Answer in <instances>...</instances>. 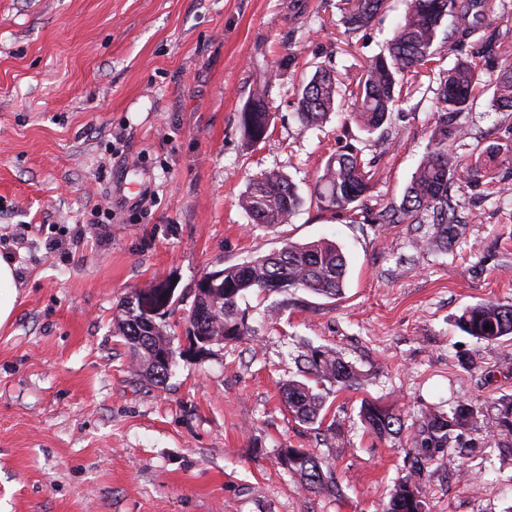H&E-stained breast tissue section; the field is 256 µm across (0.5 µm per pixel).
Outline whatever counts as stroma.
Instances as JSON below:
<instances>
[{
  "mask_svg": "<svg viewBox=\"0 0 512 512\" xmlns=\"http://www.w3.org/2000/svg\"><path fill=\"white\" fill-rule=\"evenodd\" d=\"M503 40L474 55L486 79L512 60V0H497ZM343 0H0V256L18 302L0 327V512H382L411 472L422 411L472 405L455 457L422 468L426 512H512V451L489 447L512 395V337L487 343L457 326L465 308L512 304V119L479 94L457 145L464 220L449 248L430 225L377 224L400 203L435 122L433 91L458 58L442 48L405 87L384 135L342 114L307 128L300 79L316 67L358 75L392 37L405 0L348 34ZM266 86L273 132L247 145L239 116ZM355 145L375 176L358 222L312 202L326 160ZM505 145L487 161L488 144ZM291 178L304 199L287 224H256L237 205L249 178ZM144 181L121 198L114 171ZM111 212L98 223L96 212ZM335 241L348 261L342 296L298 292L281 305L250 293L256 337L200 360L185 317L207 272L281 249ZM172 279L166 316L177 356L164 384L143 376L113 323L123 300ZM336 348L361 376L330 391L335 433L294 420L280 393L299 378V341ZM400 413L384 439L360 420L363 399ZM316 455L332 493L307 490L278 459Z\"/></svg>",
  "mask_w": 512,
  "mask_h": 512,
  "instance_id": "stroma-1",
  "label": "stroma"
}]
</instances>
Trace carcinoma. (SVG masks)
Returning <instances> with one entry per match:
<instances>
[{
  "label": "carcinoma",
  "mask_w": 512,
  "mask_h": 512,
  "mask_svg": "<svg viewBox=\"0 0 512 512\" xmlns=\"http://www.w3.org/2000/svg\"><path fill=\"white\" fill-rule=\"evenodd\" d=\"M384 3L385 0H346L347 30L357 32L369 27ZM495 15L496 0H408L404 18L392 38L361 75L343 82L331 71L319 67L298 87L300 121L307 127L322 125L336 111L341 87L351 86L352 109L347 119L368 133L382 129L390 123L392 112L403 100L407 75L434 61L439 40L459 47L470 41L490 47L496 39V29L492 28ZM448 17L452 18V27L443 32L441 26ZM482 84V70L468 59H458L440 77L433 101L437 119L430 130L426 151L400 204L382 208L380 221L432 224L435 229L432 242L444 248L454 242L461 220L451 189L461 181L462 163L453 145L467 135L461 117L472 107ZM266 98V88L257 87L240 112V127L251 144L264 142L271 135L272 113ZM488 107L512 118L511 62L500 68L492 82ZM371 179L368 164L357 148L349 144L343 152L327 160L318 177L320 188L313 202L321 210L354 213L355 204L369 191ZM303 203L294 183L275 170L250 179L238 198V206L255 224H287ZM347 271V259L341 248L325 240L288 243L278 251L226 266L218 271L221 278L217 289L200 288L194 294L186 322L197 324V333L188 335L189 342L208 350L252 337L255 330L248 323V313L238 306V300L245 294L272 291L293 296L304 290L334 298L344 289ZM137 295L138 291H133L126 301L114 332L125 340L138 369L150 380L162 384L169 365L158 360V355L164 352L172 358L174 350L162 317L153 319L151 325L141 320L135 304ZM457 325L478 340L496 342L512 335V305L476 304L464 310ZM299 360L303 361L304 379L288 381L282 387V397L293 418L304 424H320L326 396L318 387L329 384L351 388L360 385V375L336 348L327 345L307 346ZM359 416L366 430L379 438L396 435L403 427L401 415L374 401H363ZM474 421V410L463 404L447 413L431 409L423 412L410 448L416 464L414 474L397 485L384 512H425L426 503L416 479L421 464L452 441L459 440L461 431ZM490 446L512 450V397L498 403ZM279 458L307 489L315 493L332 491V474L324 473L310 452L282 448Z\"/></svg>",
  "instance_id": "carcinoma-1"
}]
</instances>
